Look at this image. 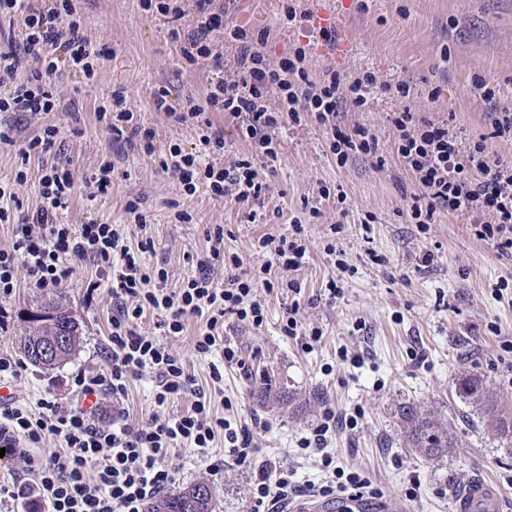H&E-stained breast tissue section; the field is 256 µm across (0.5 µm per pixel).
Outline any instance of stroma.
<instances>
[{
  "label": "stroma",
  "mask_w": 512,
  "mask_h": 512,
  "mask_svg": "<svg viewBox=\"0 0 512 512\" xmlns=\"http://www.w3.org/2000/svg\"><path fill=\"white\" fill-rule=\"evenodd\" d=\"M77 11L84 36L108 47L110 55L91 80L65 70L55 75L76 111L0 112V124L15 134L14 144L0 145V187L19 204L12 223L0 225V248L11 246L17 224L40 205L44 163L69 165L73 174L74 189L58 223L122 224L129 241L151 237L155 249L142 261L164 267L171 289L197 274L208 230L223 227L225 252L237 254L249 273L263 261L256 252L260 239L289 234L296 223L304 228L303 264L288 275L294 288L259 293L266 309L263 325L254 328L225 316L224 338L236 344L244 365L225 367L223 383L212 385L209 358L192 347L203 319L190 318L184 335L164 337L205 389L212 410L247 426L257 448L251 461L226 460L215 474L205 458L176 451L174 487L203 480L215 490L217 512H252L248 484L261 464L287 469L302 487L332 484L333 468L324 467L322 455L300 447L329 408L336 426L324 455L334 467L368 479L366 495L388 502L391 512H457L456 491L472 481L494 490L498 512H512V450L489 428L481 407L456 392L461 376L474 374L501 399L512 398V255L478 239L461 216L440 213L433 223H414L405 200L415 189L413 177L390 154L394 132L388 121L406 103L448 118L462 144L484 135L491 157L512 160V140L491 137L489 123L493 104L512 103V0H351L343 24L353 38L352 52L339 61L311 56L309 70L316 76L328 67L343 74L372 71L390 83V91L371 95L364 111L340 117L372 128L386 163L380 168L375 158L355 154L338 164L325 130L309 122L287 127L274 135V165L255 163L270 185L258 203L217 198L203 186L186 195L161 165L173 145L198 147L199 130L193 122L153 111L152 94L168 86L176 110L188 111L191 101L203 96L209 67L188 64L166 25L144 17L139 0H79ZM283 19L282 0H254L246 21L269 29L267 51L274 60L314 39L306 28L288 27ZM402 82L413 90L405 103L394 91ZM485 85L499 88L497 102L483 98ZM121 86L129 90L139 123L156 132L152 156L113 143L96 118L97 107ZM208 117L224 134L223 153L208 160L231 168L250 147L223 112L212 109ZM46 125L58 128L60 148L42 161L22 163L21 146ZM107 161L115 166L111 193L88 197L85 178ZM21 169L27 172L22 182L16 179ZM131 201L138 202L145 227L133 225L126 210ZM175 201L191 221L176 218ZM313 206L319 216H311ZM15 274L18 288L4 302L11 321L0 333V352L21 358L27 315L46 298L70 313L81 331L79 346L58 368L28 366L13 383L15 397L32 406L50 386L72 399L73 375L103 362L112 298L102 287L94 302H87L85 289L98 279L90 258L76 262L71 283L50 290L30 285L24 267ZM332 280L339 287L335 295L328 290ZM291 306L298 309L296 336L282 331ZM310 329L320 331L318 340H307ZM262 387L271 391V400L258 397ZM192 401L186 395L158 405L155 379L147 376L131 382L124 405L99 394L91 420L108 426L125 415L135 422L154 414L168 417L186 411ZM408 403L448 427L455 448L435 458L414 452L404 434L402 409Z\"/></svg>",
  "instance_id": "stroma-1"
}]
</instances>
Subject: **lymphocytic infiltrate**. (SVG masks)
I'll return each instance as SVG.
<instances>
[{"label": "lymphocytic infiltrate", "instance_id": "lymphocytic-infiltrate-1", "mask_svg": "<svg viewBox=\"0 0 512 512\" xmlns=\"http://www.w3.org/2000/svg\"><path fill=\"white\" fill-rule=\"evenodd\" d=\"M140 7L146 17L167 23L169 38L188 64L212 66L203 99L179 115L181 121L196 120L202 131L200 144L220 153L224 135L213 129L206 113L211 107L223 111L252 149L249 158L226 170L203 161L200 153L171 147L163 166L187 194L203 183L217 197L261 200L268 185L259 177L256 159H277L275 131L307 118L328 131L329 150L338 163L358 152L378 156L379 140L371 128L337 121L341 104L362 111L368 96L381 86L375 73L344 75L328 69L321 77H312L302 46L271 60L265 51L267 31L225 25L217 0H140ZM189 13L195 16L190 28L182 23ZM16 14L22 17V44L0 52V112L57 111L62 100L51 75L65 68L92 78L94 61L107 51L81 33L75 0H0V17ZM224 41L238 49L230 66L220 50ZM97 118L105 122L113 141L153 154L156 132L135 121L124 91H113L111 107H98ZM389 121L394 152L416 185L409 195L412 219L430 220L441 211L467 218L484 215L485 223L474 227L475 236L512 254V161L491 158L482 139L460 149L447 120L407 106L391 113ZM72 188V174L65 165L42 167L41 207L30 222L18 225L11 248H0V299L13 294L17 266L25 267L33 286L58 288L71 279L73 260L93 258L107 280L114 312L104 364L77 372L72 387L84 397L108 391L120 402L133 380L151 373L158 381V404L189 393L194 401L177 416L155 415L134 425L116 421L108 428L95 425L81 406L60 402L53 393L33 408L0 405V447L9 454H17L22 442L35 448L55 439L63 446L61 453L28 458L32 480L1 483L0 505L28 499L43 512H144L145 504L174 480L166 461L178 448L203 453L220 436L225 453L237 462L250 461L254 454L249 429L232 426L213 413L210 399L196 388L184 361L159 339L143 334L144 318L155 315L157 328L168 336L183 333L187 318H204L194 349L203 357H220V364L211 365L210 376L221 383V364L242 363L238 349L224 340L225 316L262 326L265 307L257 289L272 288V267L286 272L300 267L306 254L302 227L294 225L292 235L261 241L270 259L260 268V282L238 275L240 261L225 254L224 229L216 227L208 237L209 254L200 262V273L171 290L165 269L143 267L139 260L140 254L153 249L152 239H140L133 246L111 224L57 223L55 216L66 207ZM298 491L287 471L268 465L259 466L250 479L249 496L259 512H278Z\"/></svg>", "mask_w": 512, "mask_h": 512}]
</instances>
